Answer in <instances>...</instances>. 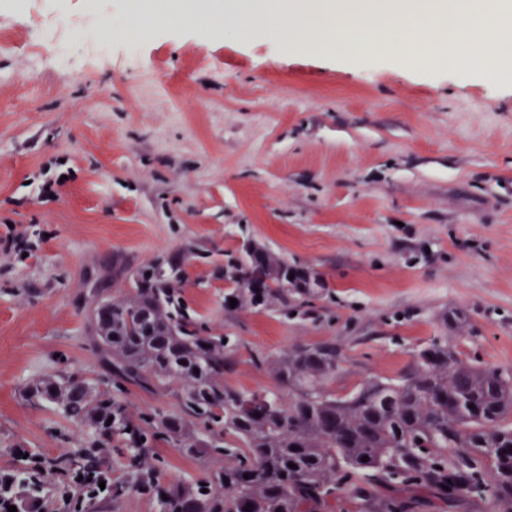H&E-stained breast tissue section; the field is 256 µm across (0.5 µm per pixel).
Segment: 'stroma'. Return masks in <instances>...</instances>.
<instances>
[{"label": "stroma", "mask_w": 512, "mask_h": 512, "mask_svg": "<svg viewBox=\"0 0 512 512\" xmlns=\"http://www.w3.org/2000/svg\"><path fill=\"white\" fill-rule=\"evenodd\" d=\"M132 0H0V468L65 456L81 430L23 390L104 373L87 331L113 262L187 255L182 285L240 347L225 383L272 388L256 354L331 342V390L399 379L447 338L512 375V81L439 62L318 53L215 26L211 0L156 25ZM253 240L317 271L305 313L224 309L214 269ZM164 480L213 460L160 446Z\"/></svg>", "instance_id": "obj_1"}]
</instances>
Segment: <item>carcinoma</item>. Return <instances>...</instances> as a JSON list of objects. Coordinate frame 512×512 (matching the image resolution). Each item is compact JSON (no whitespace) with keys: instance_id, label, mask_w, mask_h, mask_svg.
<instances>
[{"instance_id":"obj_1","label":"carcinoma","mask_w":512,"mask_h":512,"mask_svg":"<svg viewBox=\"0 0 512 512\" xmlns=\"http://www.w3.org/2000/svg\"><path fill=\"white\" fill-rule=\"evenodd\" d=\"M116 274L127 291L111 297L95 290L88 320L108 376L49 375L25 390L30 402L54 406L84 432L68 456L39 458L69 498L68 512H92L101 499L132 494L149 497L156 512H244L249 504L250 512H416L420 489L450 505L479 500L512 512V376L478 367L436 339L399 380L374 378L338 395L327 382L343 355L318 343L255 357L291 395L285 403L275 392L224 383L237 344L189 307L182 262L158 257L120 265ZM221 276L229 284L224 307L234 298L235 309L256 312L297 310L319 283L309 269L253 241L224 263ZM127 384L174 387L177 409L136 418L122 397ZM160 444L224 466L164 486L161 459L151 454ZM114 470L121 480L103 490L74 480ZM14 475L18 487L56 507L28 468Z\"/></svg>"}]
</instances>
